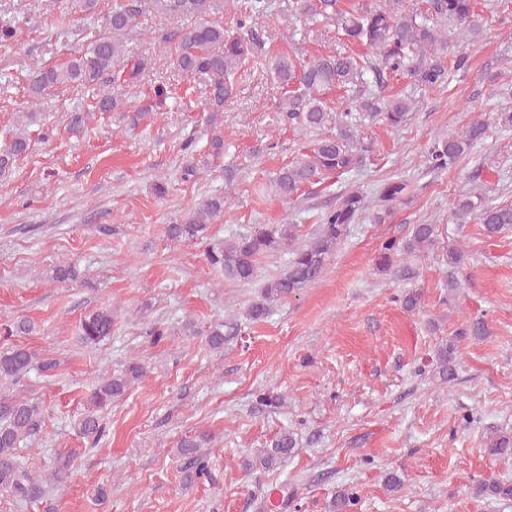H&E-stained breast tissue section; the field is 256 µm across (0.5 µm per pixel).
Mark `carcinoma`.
Here are the masks:
<instances>
[{
  "label": "carcinoma",
  "instance_id": "obj_1",
  "mask_svg": "<svg viewBox=\"0 0 512 512\" xmlns=\"http://www.w3.org/2000/svg\"><path fill=\"white\" fill-rule=\"evenodd\" d=\"M270 0H247L244 12L227 31L224 23L212 16L224 11V0H112V8L100 16L104 32L90 41L86 51L57 66L35 65L29 71L28 92L31 103L38 104L48 92L60 84L91 87L112 81H123L124 87L137 86L147 67L145 59H132L129 68L113 71L114 62L123 58L127 43L140 35V18L150 12L163 16L196 17L199 22L179 34L176 62L192 78H200L208 88V125L215 124L224 102L236 90L235 75L262 54L264 42L257 33L259 20L267 15ZM288 12L312 22L334 26L338 39L359 47L352 53L322 52L306 55L302 48L284 50L271 58V74L288 91L279 102L280 112L288 124L311 132L329 124L336 134L313 142L301 150L291 162L276 172L274 191L282 199L292 200L307 188L352 171L365 159L371 146L357 137L362 121L382 117L396 128L407 120L413 102L406 96L371 95L363 98L360 87L367 77L384 88L386 76L404 73L417 83L433 87L447 81L448 69L440 52L448 44V29L476 39L481 35L483 17L481 0H424L418 8H408L405 0H288ZM28 19L0 18V46L13 43L20 24ZM342 89L341 107H330L325 94ZM170 92L157 86L137 112V118L161 113ZM121 100L111 91L98 94L94 109L110 112ZM39 113L24 112L21 124L15 127L0 145V175H6L17 161L28 155L31 135L28 127ZM487 122L477 119L461 134L436 140L428 149V162L434 169L456 164L469 149L485 137ZM186 159L182 178L195 181L208 167V161L196 158L194 140L183 145ZM407 182L390 180L379 189L378 200L384 203L398 200L406 191ZM228 198L212 195L182 219L166 227L168 240L177 244L201 243L207 239L209 224L224 215ZM367 209L365 198L357 191L342 195L332 209L321 218L313 238L295 245L296 225L264 224L222 242L212 243L205 250L206 259L224 281L250 283L257 277L258 259L284 249L291 257L286 268L276 277L261 284L258 299L248 308L253 321L264 319L272 306L318 281L346 236L349 225L359 223ZM455 215L463 219L475 216L484 230L497 234L512 227V203L483 202L479 193L462 196L455 206ZM436 224H416L410 238L401 246L390 240L382 245L376 262L380 272L390 271L401 254L412 255L438 244ZM49 280L55 283L75 282L79 271L75 264L65 262L50 268ZM81 341L96 345L112 335V308L100 307L86 313L78 325ZM224 324L217 323L205 333V343L214 351L224 350ZM35 356L26 347L12 345L0 350V380L16 382L31 370H54L58 362L46 359L34 366ZM146 374L144 366L131 359L119 373L103 377L87 399V410L79 421V434L97 444L105 436L106 424L102 413L112 401L124 395L129 387ZM42 417L38 406L27 401L0 397V492L16 500H36L45 496L47 481L40 474L25 469L19 462V450L24 444L39 440ZM208 442L205 434L186 437L179 442L177 453L188 460L187 478L201 477L208 472V460L201 448ZM296 440L288 432L280 433L272 448L258 455L260 465L267 469L288 460ZM489 451L496 455H512V437L499 435L490 439Z\"/></svg>",
  "mask_w": 512,
  "mask_h": 512
}]
</instances>
